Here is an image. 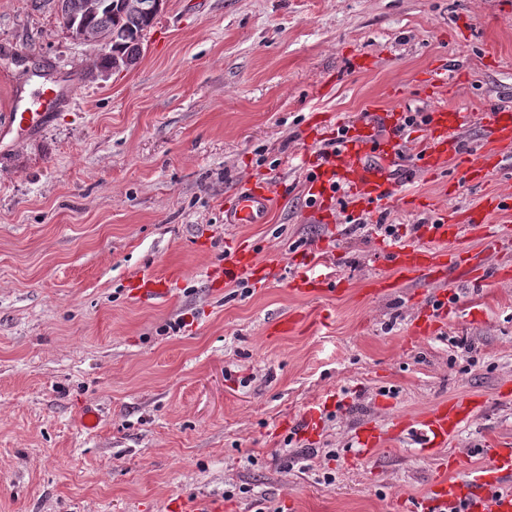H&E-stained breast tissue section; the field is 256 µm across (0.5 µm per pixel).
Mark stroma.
I'll list each match as a JSON object with an SVG mask.
<instances>
[{
	"label": "stroma",
	"mask_w": 512,
	"mask_h": 512,
	"mask_svg": "<svg viewBox=\"0 0 512 512\" xmlns=\"http://www.w3.org/2000/svg\"><path fill=\"white\" fill-rule=\"evenodd\" d=\"M100 52L51 0H0V125L30 85L79 93L0 140V512H410L459 456L479 469L512 440V146L469 161L512 107V0H164L135 65L97 69ZM441 107L461 113L460 155L429 173L425 128L380 137L397 200L366 228L343 193L309 204L338 124ZM254 180L277 189L264 221L225 223ZM447 214L490 225L447 243L492 260L484 287L371 295L395 274L374 224L426 243ZM238 245L244 292L224 278ZM303 275L341 289L296 293ZM153 285L164 301L140 298ZM464 397L481 407L435 448L395 425Z\"/></svg>",
	"instance_id": "obj_1"
}]
</instances>
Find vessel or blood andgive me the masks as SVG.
Segmentation results:
<instances>
[{
  "label": "vessel or blood",
  "mask_w": 512,
  "mask_h": 512,
  "mask_svg": "<svg viewBox=\"0 0 512 512\" xmlns=\"http://www.w3.org/2000/svg\"><path fill=\"white\" fill-rule=\"evenodd\" d=\"M61 97L59 84L42 87L24 105L11 112L10 131L20 139L39 132L49 123ZM456 123V114L443 109L432 112L427 130L429 146L424 155V166L428 170H437L459 151L460 146L452 135ZM488 128L483 154L490 157L497 155L503 144L512 143V110L503 108L491 113ZM375 151L376 145L369 136L350 133L342 152L331 164L318 171L314 183L316 191H323L336 179L346 186L354 201L370 205L392 200L394 191L391 179L382 167L368 161ZM271 196L270 187L260 184L250 187L241 202L229 208V222H260L263 208ZM392 258L398 278L409 281L450 277L478 286L483 283L487 273L484 261L465 267L457 253L445 248H429L416 241L399 247L393 252ZM477 405L478 401L474 398L457 399L426 414L419 422L424 446H432L435 440L450 435L462 423L468 422ZM483 454L488 464L477 471L466 469L464 460H456V469L465 473L460 481L451 483L445 477H437L421 504L423 512H512V494L501 490L504 483L512 481V441L493 442L484 449Z\"/></svg>",
  "instance_id": "b4317fda"
}]
</instances>
